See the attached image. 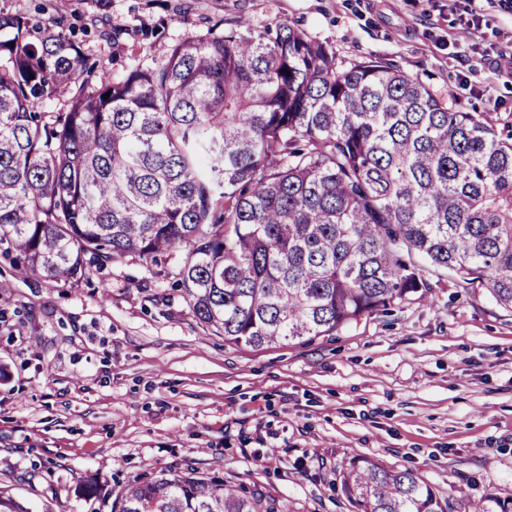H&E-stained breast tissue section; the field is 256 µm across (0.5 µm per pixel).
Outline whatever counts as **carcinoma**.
Instances as JSON below:
<instances>
[{
    "mask_svg": "<svg viewBox=\"0 0 512 512\" xmlns=\"http://www.w3.org/2000/svg\"><path fill=\"white\" fill-rule=\"evenodd\" d=\"M2 32L0 245L27 270L69 283L184 248L196 320L252 347L332 336L427 274L512 308V131L489 114L290 26L215 27L120 77L40 22L0 11ZM341 490L356 512H453L410 469L354 460ZM112 512L279 510L189 466L133 480Z\"/></svg>",
    "mask_w": 512,
    "mask_h": 512,
    "instance_id": "obj_1",
    "label": "carcinoma"
}]
</instances>
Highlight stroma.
I'll use <instances>...</instances> for the list:
<instances>
[{
  "mask_svg": "<svg viewBox=\"0 0 512 512\" xmlns=\"http://www.w3.org/2000/svg\"><path fill=\"white\" fill-rule=\"evenodd\" d=\"M481 9L478 30L451 23ZM50 23L111 75L162 64L216 23L287 24L346 62L379 60L467 112L512 121V10L498 0H0ZM186 251L89 268L76 283L0 254V488L29 512H111L78 498L186 466L282 512H352L343 463L413 470L453 512L512 498V309L435 279L333 336L225 343L175 282Z\"/></svg>",
  "mask_w": 512,
  "mask_h": 512,
  "instance_id": "1",
  "label": "stroma"
}]
</instances>
